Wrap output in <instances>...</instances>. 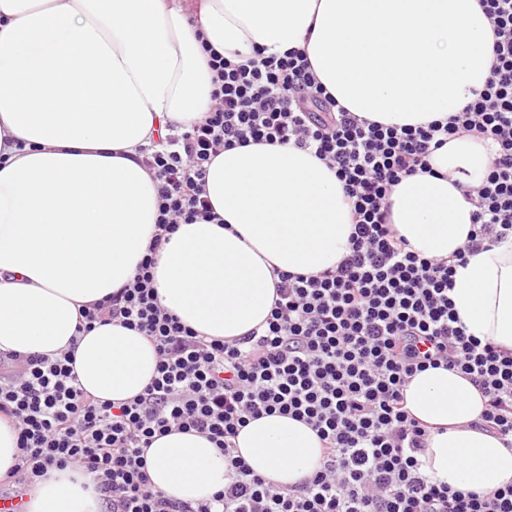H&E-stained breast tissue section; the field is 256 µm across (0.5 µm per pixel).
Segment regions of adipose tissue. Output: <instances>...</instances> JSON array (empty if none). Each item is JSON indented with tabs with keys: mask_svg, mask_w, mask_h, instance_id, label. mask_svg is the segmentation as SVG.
<instances>
[{
	"mask_svg": "<svg viewBox=\"0 0 512 512\" xmlns=\"http://www.w3.org/2000/svg\"><path fill=\"white\" fill-rule=\"evenodd\" d=\"M493 27L477 0H0V352L75 351L81 388L123 402L156 375L154 346L120 322L78 332L80 306L131 280L154 234L156 184L143 147L213 106L204 44L234 63L305 51L327 92L384 126H424L460 111L489 75ZM491 141L450 139L431 173L394 186L391 220L409 247L445 258L468 240ZM221 221L180 225L157 256L159 304L209 338L263 326L277 272L316 274L349 252V206L334 171L290 145L222 150L208 166ZM449 296L468 334L512 349V236L457 267ZM406 406L433 432L424 472L451 488L512 484V443L478 427L485 399L458 371L410 378ZM250 469L281 488L314 472L308 424L265 415L234 440ZM152 490L211 499L232 474L193 432L155 436ZM93 481L52 468L26 512H103Z\"/></svg>",
	"mask_w": 512,
	"mask_h": 512,
	"instance_id": "adipose-tissue-1",
	"label": "adipose tissue"
}]
</instances>
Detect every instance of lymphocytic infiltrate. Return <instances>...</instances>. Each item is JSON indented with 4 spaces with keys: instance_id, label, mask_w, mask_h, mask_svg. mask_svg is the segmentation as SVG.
Wrapping results in <instances>:
<instances>
[{
    "instance_id": "1",
    "label": "lymphocytic infiltrate",
    "mask_w": 512,
    "mask_h": 512,
    "mask_svg": "<svg viewBox=\"0 0 512 512\" xmlns=\"http://www.w3.org/2000/svg\"><path fill=\"white\" fill-rule=\"evenodd\" d=\"M479 4L494 34L485 85L425 126H384L338 106L304 51L235 64L208 49L212 112L142 156L159 196L147 253L125 287L80 311L84 330L117 321L146 336L157 374L115 405L77 386L73 351L1 353L0 418L18 431L19 462L0 478V497L24 499L49 468L69 464L91 477L106 512H512V485L453 490L422 473L428 431L403 394L417 371L458 370L486 399L484 425L512 438V350L469 335L448 295L468 254L512 234V0ZM455 137L492 140L495 157L471 196L467 244L423 258L391 224L388 198ZM264 143L313 150L335 170L350 205L349 252L317 274L279 273L263 332L209 339L159 306L156 255L178 225L217 221L205 189L212 158ZM275 413L311 425L323 446L319 468L286 490L255 475L233 444L250 420ZM173 431L205 436L229 461L233 480L210 501L150 489L145 450Z\"/></svg>"
}]
</instances>
